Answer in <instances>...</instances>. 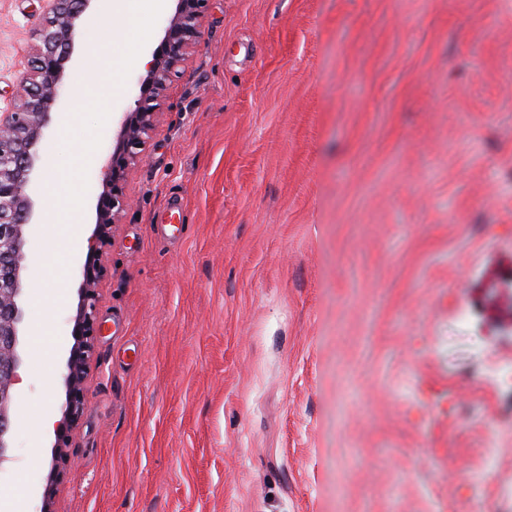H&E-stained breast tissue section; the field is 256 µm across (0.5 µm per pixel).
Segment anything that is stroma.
<instances>
[{
	"instance_id": "35a3bbf8",
	"label": "stroma",
	"mask_w": 512,
	"mask_h": 512,
	"mask_svg": "<svg viewBox=\"0 0 512 512\" xmlns=\"http://www.w3.org/2000/svg\"><path fill=\"white\" fill-rule=\"evenodd\" d=\"M43 15L0 0V110ZM167 18L87 10L40 144L0 474L27 512L90 192ZM125 189L54 512H512V0H212Z\"/></svg>"
}]
</instances>
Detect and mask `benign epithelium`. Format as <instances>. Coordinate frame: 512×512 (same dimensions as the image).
Instances as JSON below:
<instances>
[{"instance_id": "obj_1", "label": "benign epithelium", "mask_w": 512, "mask_h": 512, "mask_svg": "<svg viewBox=\"0 0 512 512\" xmlns=\"http://www.w3.org/2000/svg\"><path fill=\"white\" fill-rule=\"evenodd\" d=\"M48 2V17L40 29L39 45L28 62L19 102L0 116V471L14 460L11 416L20 400L16 385L25 352L26 299L31 290L24 276L28 262L25 245L39 226L35 199L38 146L49 125L59 120L62 101L68 95L66 68L74 61L75 47L80 42L77 21L95 0ZM174 2L175 11L160 48L152 51L145 65L134 106L120 117L112 152L101 170L95 225L79 268L73 343L62 374L66 397L54 429L51 466L43 478L37 512H53L54 485L68 468L70 439L87 402L86 369L102 332L97 312V283L103 272L101 256L112 243L114 224L131 205L125 191L126 177L146 158L161 98L201 37L210 0Z\"/></svg>"}]
</instances>
